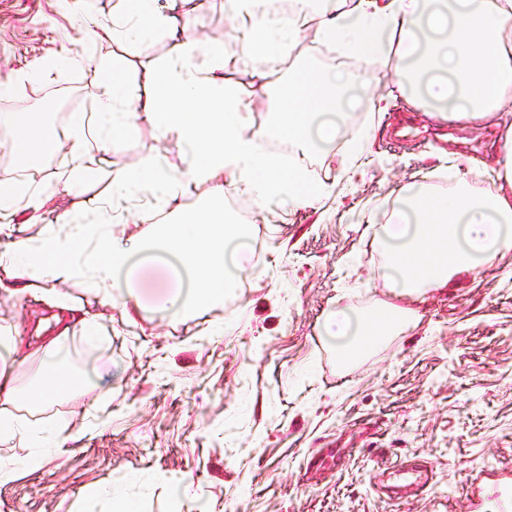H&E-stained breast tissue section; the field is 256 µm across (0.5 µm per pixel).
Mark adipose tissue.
<instances>
[{
	"instance_id": "adipose-tissue-1",
	"label": "adipose tissue",
	"mask_w": 512,
	"mask_h": 512,
	"mask_svg": "<svg viewBox=\"0 0 512 512\" xmlns=\"http://www.w3.org/2000/svg\"><path fill=\"white\" fill-rule=\"evenodd\" d=\"M83 2L95 41L133 48L161 36L169 47L162 59L140 63L132 82L101 83L94 111L71 113L66 139L22 113H0V127L12 130L16 143L64 149L68 163L57 177L63 189L90 183L105 187L50 219L48 198L34 182H0V292L40 295L63 315L60 329L38 325L33 356L44 375L40 384L25 391L17 384L11 333L0 329V444L31 447L25 459L28 469L40 468L44 449L59 447L60 433L49 424L6 413V406L22 396L46 402L69 388L68 375L55 372L54 366L70 333L79 332L87 341L104 334L97 314L62 296L60 285L80 284L91 299L108 302L122 286L123 274L129 273L133 254L146 249L172 252L196 270L198 284L189 294H164L157 309L177 304L196 314L237 287L224 273V244L246 237L248 230L243 224L225 223L227 193L251 196L262 207H302L324 194V185L314 182L304 159L285 166L264 148L266 140L282 136L302 146V122L274 121L261 127L252 122L257 93L267 87L274 64L305 26H312L314 37L334 53L392 63L397 72L394 89L412 100L417 94L404 63L414 54L416 31L427 24L450 27L448 49L436 58L455 75L467 104L448 107L447 86L432 84L425 96L427 110L450 123H481L498 130V170L491 186L477 195L465 188L439 194L425 183H408L396 196L415 203V226L402 224L396 212L385 223L372 224L376 241L405 242L385 254L386 266L394 272L386 286L395 300L385 314L366 320L361 336L338 350V359L352 361L394 327L408 328L412 314L399 306V298L448 287L477 264L512 252V235L500 233L502 225L512 223V0H455L450 13L436 8V0H321L316 11L310 0H293V9L286 13L269 11L265 0H224V17L235 25L239 38L232 54L219 43L188 35L193 0H168L164 12L156 0H114L108 11L100 0ZM258 44L266 49L264 57L253 52ZM242 62L250 65L245 88L224 76ZM373 80L368 72L347 76L326 69L298 76L296 84L302 89L313 86L314 102L323 107L341 84H355L366 93ZM143 123L179 151L191 152L190 164L172 170L148 158L116 165V134H132ZM201 188L207 191V210L184 213L185 198ZM141 194L154 196L177 221L156 222L144 213L143 229L129 241L115 217Z\"/></svg>"
}]
</instances>
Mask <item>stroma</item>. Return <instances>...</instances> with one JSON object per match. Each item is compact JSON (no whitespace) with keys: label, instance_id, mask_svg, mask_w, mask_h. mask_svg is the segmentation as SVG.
I'll use <instances>...</instances> for the list:
<instances>
[{"label":"stroma","instance_id":"35a3bbf8","mask_svg":"<svg viewBox=\"0 0 512 512\" xmlns=\"http://www.w3.org/2000/svg\"><path fill=\"white\" fill-rule=\"evenodd\" d=\"M90 31L73 0H0V79L30 75L16 95L25 112L42 113L52 86L91 109L96 65L69 60L89 49ZM189 33L236 47L224 0H199ZM321 68L372 70L377 92L391 79L388 65L330 55L305 35L260 96L254 125L283 105L296 71ZM495 137L481 124L378 112L361 100L336 141L357 144L356 158H309L314 179L332 187L323 199L261 209L226 194V219L252 233L237 291L193 319L130 316L129 289L158 285L157 275L133 273L98 309L106 336L68 342L74 393L11 406L28 421H52L68 441L35 471L22 464L28 448L0 445V466L15 471L0 486V512H81L86 491L116 484L140 512H170L164 479L173 473L192 485L181 512H494L493 493L512 496V253L404 299L414 324L349 363L337 361L323 322L340 302L365 316L391 302L385 251L366 228L396 208L394 189L421 178L442 194L460 183L485 189ZM155 156L184 164L149 125L112 146L119 165ZM49 314L0 294V324L21 344L34 342ZM383 459L427 465L430 488L394 497Z\"/></svg>","mask_w":512,"mask_h":512}]
</instances>
